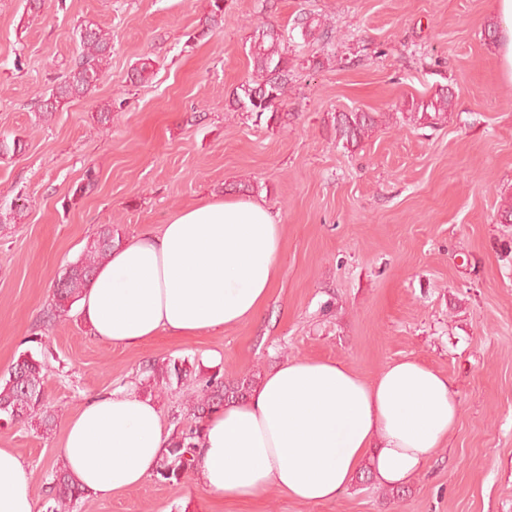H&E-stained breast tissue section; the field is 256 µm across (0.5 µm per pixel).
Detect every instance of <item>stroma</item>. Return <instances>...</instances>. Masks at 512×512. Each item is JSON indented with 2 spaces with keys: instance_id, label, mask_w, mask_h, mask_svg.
<instances>
[{
  "instance_id": "1",
  "label": "stroma",
  "mask_w": 512,
  "mask_h": 512,
  "mask_svg": "<svg viewBox=\"0 0 512 512\" xmlns=\"http://www.w3.org/2000/svg\"><path fill=\"white\" fill-rule=\"evenodd\" d=\"M206 0H0V377L44 346L46 393L61 419L102 391L137 386L145 365L195 358L232 380L296 359L335 360L366 380L412 357L450 379L459 419L403 498L352 480L308 504L271 490L259 500H212L185 477L148 478L69 512H512V82L484 30L493 0H226L222 27L201 28ZM330 25L290 55L292 80L275 125L230 107L252 76L250 39L301 16ZM112 35L97 87L51 119L35 99L79 52L77 28ZM154 75L138 82L143 56ZM448 122H380L362 144L337 147L336 112L392 113L439 89ZM111 105L101 129L94 115ZM96 185L84 195L87 169ZM247 199L281 226L277 280L259 314L221 332L159 334L137 347L93 336L79 309L42 327L53 283L103 224L123 240L158 230L201 199ZM63 427L0 422V448L32 472L40 512Z\"/></svg>"
}]
</instances>
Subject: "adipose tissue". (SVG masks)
<instances>
[{
  "instance_id": "adipose-tissue-1",
  "label": "adipose tissue",
  "mask_w": 512,
  "mask_h": 512,
  "mask_svg": "<svg viewBox=\"0 0 512 512\" xmlns=\"http://www.w3.org/2000/svg\"><path fill=\"white\" fill-rule=\"evenodd\" d=\"M280 250L269 209L205 199L116 247L80 310L94 336L125 347L221 331L261 309ZM457 416L447 376L418 360L388 363L370 381L337 361L292 360L207 418L192 475L219 501L273 489L333 500L365 463L379 484L402 486L447 442ZM171 435L151 398L104 392L68 418L59 456L86 490L108 497L142 484ZM0 512H36L31 473L9 448H0Z\"/></svg>"
}]
</instances>
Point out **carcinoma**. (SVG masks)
Instances as JSON below:
<instances>
[{"mask_svg": "<svg viewBox=\"0 0 512 512\" xmlns=\"http://www.w3.org/2000/svg\"><path fill=\"white\" fill-rule=\"evenodd\" d=\"M223 20L224 0H208L202 33L220 27ZM79 39L80 52L67 74L52 87L49 94L38 100L37 112L41 120L48 119L73 100L86 96L103 76L112 53L110 34L88 23L80 30ZM286 43L288 39L272 25L250 43L249 57L253 63L254 77L233 92L230 106L251 113L259 120H281V106L290 80ZM452 107L453 94L441 90L427 99L406 102L400 114L403 119L418 125H436L448 119ZM380 118L381 115L371 112L334 113L330 122L336 143L346 149L358 145L369 136ZM120 242V225L100 226L81 257L68 265L55 281L47 321L69 316L95 271ZM46 380L45 358L28 351L21 354L8 376L0 379V414L8 419L16 409L20 414L16 421L36 420L44 431H52L57 426L59 410L46 395ZM187 381L195 383L198 388V394L186 406L191 424L172 435L154 471L157 481L173 486L180 484L190 470L191 457L208 416L226 404L244 399L255 384L252 376L226 382L219 370L209 373L188 363L186 359L170 358L159 365L146 367L139 385L142 391L152 393L170 390L173 385L180 386ZM46 492L55 503L49 512H63L87 494L75 477L59 464L52 468Z\"/></svg>", "mask_w": 512, "mask_h": 512, "instance_id": "carcinoma-1", "label": "carcinoma"}]
</instances>
